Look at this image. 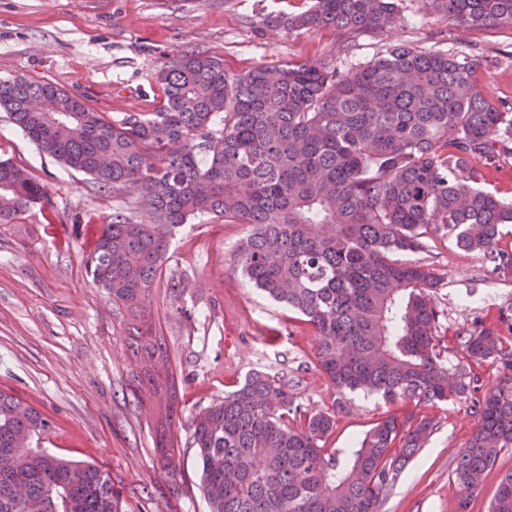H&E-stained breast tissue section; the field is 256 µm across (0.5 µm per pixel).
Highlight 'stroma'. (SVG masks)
<instances>
[{"instance_id": "1", "label": "stroma", "mask_w": 512, "mask_h": 512, "mask_svg": "<svg viewBox=\"0 0 512 512\" xmlns=\"http://www.w3.org/2000/svg\"><path fill=\"white\" fill-rule=\"evenodd\" d=\"M311 0H0V79L50 82L119 118L153 112L164 95L156 72L170 58L204 50L228 73L320 62L343 71L398 44L453 50L485 59L482 95L512 103V27L470 29L435 10L431 0H403L397 25L364 31L272 28L270 15L292 16ZM0 159L24 167L46 185L51 205L32 208L26 231L0 228V391L15 395L53 424L45 446L98 464L112 478L127 512H207L194 451L180 445L178 472L154 449V418L130 396L134 366L123 318L86 273L87 238L74 225L108 222L132 209L133 188L101 193L89 176L42 154L0 112ZM243 224L202 215L173 236L146 298L164 336L179 389L174 432L187 438L195 413L223 398L254 370L288 379L309 410L330 409L335 393L314 366L316 338L297 314L255 288L234 254ZM414 261L445 277L436 306L439 334L454 368L467 361L458 338L474 318L497 324L512 315V281L486 280L487 259L439 241ZM181 280L184 292L167 286ZM326 445L350 456L356 442L389 411L376 395L345 396ZM438 427L382 506V512H488L512 451L500 454L479 493L460 510L449 475L475 418L466 400L427 407Z\"/></svg>"}]
</instances>
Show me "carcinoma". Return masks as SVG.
Here are the masks:
<instances>
[{
	"mask_svg": "<svg viewBox=\"0 0 512 512\" xmlns=\"http://www.w3.org/2000/svg\"><path fill=\"white\" fill-rule=\"evenodd\" d=\"M401 0H314L269 22L290 31H361L401 21ZM473 28L512 25V0H432ZM483 60L395 45L366 66L259 67L231 76L193 50L156 74L155 112L110 119L49 82L0 80V111L37 149L98 189L137 188L151 224L112 213L86 257L92 283L125 313L137 364L134 401L159 410L162 459L179 469L168 347L145 321L175 230L210 214L245 224L235 262L317 337L315 367L344 397L397 405L348 463L325 447L335 414L297 401L284 377L250 372L188 426L208 512H381L437 423L420 408L470 398L475 428L451 473L466 510L482 476L512 449V323L459 337L468 368L450 371L435 295L443 277L400 256L452 240L487 258L484 276L512 280V202L480 187L477 165L512 155V106L478 90ZM45 185L0 160V225L21 224ZM498 376L483 387L479 368ZM51 423L0 391V512H126L108 472L41 447ZM489 512H512V471Z\"/></svg>",
	"mask_w": 512,
	"mask_h": 512,
	"instance_id": "carcinoma-1",
	"label": "carcinoma"
}]
</instances>
